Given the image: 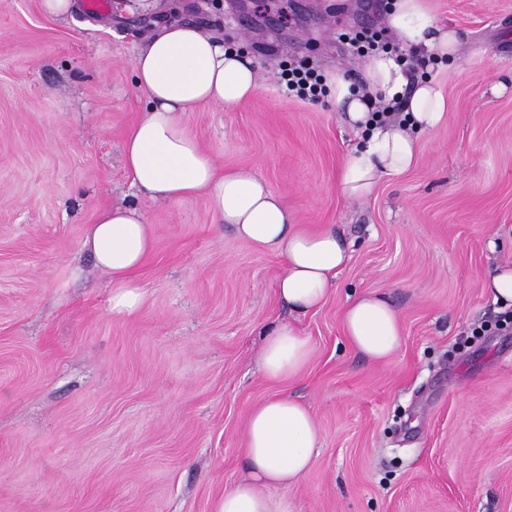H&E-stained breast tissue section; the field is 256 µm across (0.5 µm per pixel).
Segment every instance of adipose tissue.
I'll return each mask as SVG.
<instances>
[{"mask_svg": "<svg viewBox=\"0 0 512 512\" xmlns=\"http://www.w3.org/2000/svg\"><path fill=\"white\" fill-rule=\"evenodd\" d=\"M386 25L407 47L438 61L458 55L455 31L433 16L428 0H394ZM137 86L147 105L129 129L123 146L132 182L148 199L176 201L205 195L219 223L241 239L279 254L284 261L276 292L299 314L321 308L350 255L335 228L308 229L295 224L281 196L251 170L223 171L187 131L186 112L201 104L233 109L255 96L259 72L241 52L195 24L163 26L133 59ZM367 93L353 89L341 75L328 87L350 126L367 137L346 157L340 172L343 194L365 199L383 177L407 172L418 156V136L447 118L448 100L434 79L410 82L395 56L380 52L365 64ZM401 103L402 119L380 124L375 103ZM84 247L112 283L113 313L129 315L144 303L135 273L153 248L141 212L115 207L92 225ZM342 329L349 345L372 363L384 365L401 343L397 311L379 294H363L346 306ZM313 348L295 326L278 323L263 331L259 371L265 380L298 377ZM315 418L291 395L269 397L249 413L243 457L246 474L221 494L215 512H293L280 489L295 485L313 466L319 447Z\"/></svg>", "mask_w": 512, "mask_h": 512, "instance_id": "1", "label": "adipose tissue"}]
</instances>
